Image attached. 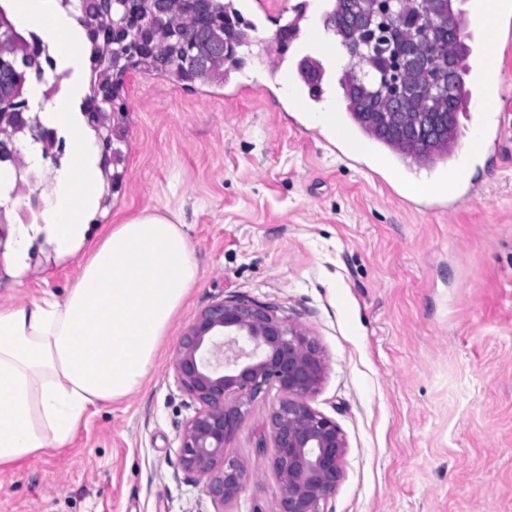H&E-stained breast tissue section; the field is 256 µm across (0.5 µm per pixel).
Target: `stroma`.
<instances>
[{"instance_id": "1", "label": "stroma", "mask_w": 512, "mask_h": 512, "mask_svg": "<svg viewBox=\"0 0 512 512\" xmlns=\"http://www.w3.org/2000/svg\"><path fill=\"white\" fill-rule=\"evenodd\" d=\"M304 2L236 0L262 45L228 87L127 77L112 116L122 183L94 235L176 213L199 278L139 391L89 411L68 447L0 467V512H214L178 466L195 404L171 363L198 311L235 295L277 304L326 355L312 405L348 443L327 512H512V112L493 113L503 135L466 172L476 196L431 208L438 170L290 111L298 57L275 37ZM421 178L430 189L405 193ZM78 271L34 245L22 277L0 273V303L64 297ZM274 400L226 446L252 473L233 512L279 499L253 451Z\"/></svg>"}]
</instances>
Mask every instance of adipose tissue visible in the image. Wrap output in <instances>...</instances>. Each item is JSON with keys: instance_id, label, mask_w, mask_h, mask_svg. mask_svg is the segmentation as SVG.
Masks as SVG:
<instances>
[{"instance_id": "ef3b65f1", "label": "adipose tissue", "mask_w": 512, "mask_h": 512, "mask_svg": "<svg viewBox=\"0 0 512 512\" xmlns=\"http://www.w3.org/2000/svg\"><path fill=\"white\" fill-rule=\"evenodd\" d=\"M15 21L49 34L68 56L84 41L59 0H15ZM69 147L45 194L41 220L10 230L12 266L24 272L34 243L59 260L81 258L64 299L49 294L0 307V466L64 448L90 409L142 384L199 269L178 215L142 212L93 241L104 178L100 147L80 113L60 99L41 116Z\"/></svg>"}]
</instances>
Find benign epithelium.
Instances as JSON below:
<instances>
[{"label": "benign epithelium", "mask_w": 512, "mask_h": 512, "mask_svg": "<svg viewBox=\"0 0 512 512\" xmlns=\"http://www.w3.org/2000/svg\"><path fill=\"white\" fill-rule=\"evenodd\" d=\"M112 26L139 27L134 0H93ZM367 11L354 18L376 34L362 43L358 59L380 53L377 19L405 17L410 3L416 24L397 50L389 52L404 72L415 45L435 47L439 30L457 36L454 19L432 8L433 0H365ZM29 128L33 142L48 139L36 120L22 112H0V131ZM181 388L196 404L181 435L178 465L204 480L214 512H226L245 492L250 475L224 448L250 418L260 395L273 391L277 400L262 422L257 454L269 455L279 485L274 512H326L343 477L347 453L344 432L333 419L311 405L326 372V358L317 340L278 306L236 295L202 309L183 333L172 363Z\"/></svg>", "instance_id": "obj_1"}]
</instances>
